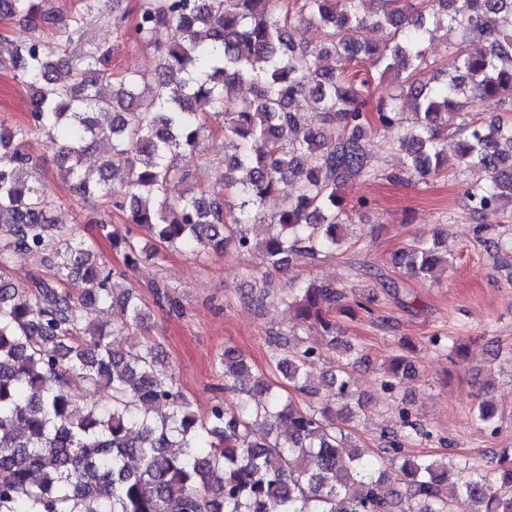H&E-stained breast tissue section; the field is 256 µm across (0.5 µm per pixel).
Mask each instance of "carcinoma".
<instances>
[{
  "mask_svg": "<svg viewBox=\"0 0 512 512\" xmlns=\"http://www.w3.org/2000/svg\"><path fill=\"white\" fill-rule=\"evenodd\" d=\"M98 2L81 0L60 26L49 0H0V21L32 22L56 35L60 51L37 36L0 55L32 102L27 122L0 123V512H452L463 496L478 504L475 512H512V467L500 477L478 468L461 476L446 457L405 453L408 439L429 431L404 411L400 428L382 433L380 452L366 456L342 426L353 422L351 407L338 421L330 404L315 401L306 367L319 351L307 336L285 352L279 335L269 337L270 366L314 401L296 405L226 349L224 391L237 395L238 409L230 414L219 400L198 415L161 365L157 343L114 348L113 336L147 322V307L134 290L116 292L93 241L57 222L56 200L23 150L34 132L52 142L64 133L62 182L75 194L110 198L125 223L151 234L142 244L97 222L100 237L123 246L128 268L167 250L200 255L229 244L261 253L272 270L336 252L367 206L347 191L377 178L376 130L403 153L387 180L438 175L454 137L458 163L479 172L465 186L473 209L512 216V0H139L134 37L148 46L164 28L168 40L155 72L125 74L112 71L111 47L87 37L84 14ZM304 22L322 27V44L294 42L292 30ZM442 24L481 48L452 47L444 77L427 79L437 63L426 40ZM367 27L387 39L360 43ZM377 76L392 91L375 101ZM103 85L112 94L101 93ZM241 85L249 96L234 94ZM482 98L500 103L489 123L468 105ZM406 107L413 117L405 126ZM213 114L224 115L219 191L196 184L185 163ZM93 155L95 168H84ZM118 170L126 181L117 188ZM175 183L185 189L173 198ZM288 187L268 234L250 237L245 225L257 222L264 200ZM438 248L417 239L393 263L437 279L448 268ZM16 252L42 255L51 276L15 286L4 269ZM76 278L85 284L78 296L66 288ZM150 288L156 304L179 311L168 283ZM346 299L343 285L315 279L279 297L301 329L341 349L328 382L334 403L351 396L348 368L359 353L339 342L328 318L346 310ZM117 308L118 329L88 317ZM410 369L405 358L391 359L384 386L394 388ZM76 382L106 389L108 401L76 405ZM474 419L493 423V404L480 401Z\"/></svg>",
  "mask_w": 512,
  "mask_h": 512,
  "instance_id": "obj_1",
  "label": "carcinoma"
}]
</instances>
